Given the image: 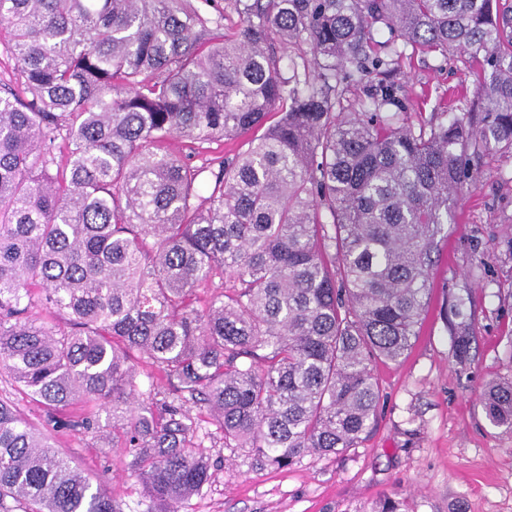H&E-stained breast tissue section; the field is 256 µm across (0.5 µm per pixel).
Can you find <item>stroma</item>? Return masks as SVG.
Returning <instances> with one entry per match:
<instances>
[{
    "mask_svg": "<svg viewBox=\"0 0 512 512\" xmlns=\"http://www.w3.org/2000/svg\"><path fill=\"white\" fill-rule=\"evenodd\" d=\"M393 41L385 74L345 87L340 116L389 88L413 126L443 112L463 89L459 114L477 109L481 69L467 56L439 55L381 30ZM430 271V307L405 358L374 365L380 390L369 437L342 456H304L286 469H257L236 448H212L213 477L182 512H370L380 498L410 512H512V429L495 427L481 405L486 384L512 378V153L468 164ZM470 340L466 354L454 342ZM53 444L91 480H104L124 512H146L144 491L121 450L79 430Z\"/></svg>",
    "mask_w": 512,
    "mask_h": 512,
    "instance_id": "1",
    "label": "stroma"
}]
</instances>
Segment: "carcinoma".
I'll return each mask as SVG.
<instances>
[{
	"mask_svg": "<svg viewBox=\"0 0 512 512\" xmlns=\"http://www.w3.org/2000/svg\"><path fill=\"white\" fill-rule=\"evenodd\" d=\"M211 4L0 0L22 79L0 93V373L52 430L124 448L147 512L210 483L206 440L259 469L356 447L380 401L372 365L418 335L469 156L512 151V10L494 0H234V33ZM381 28L479 63L478 119L417 131L382 114L388 95L338 118L336 84L389 66L371 53ZM277 43L307 48L313 74L283 77ZM174 137L247 148L211 183ZM482 403L512 428V380ZM9 498L124 512L0 400V512Z\"/></svg>",
	"mask_w": 512,
	"mask_h": 512,
	"instance_id": "1",
	"label": "carcinoma"
}]
</instances>
